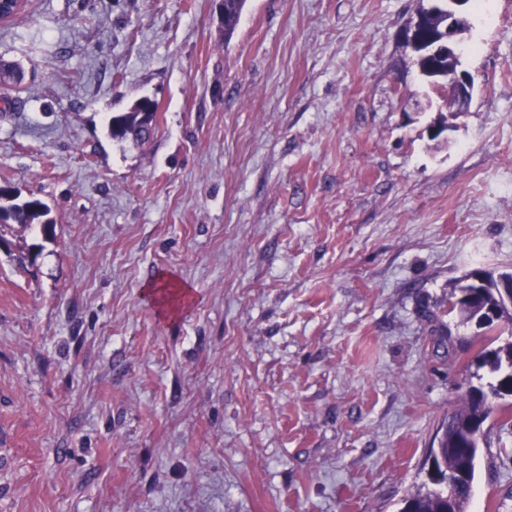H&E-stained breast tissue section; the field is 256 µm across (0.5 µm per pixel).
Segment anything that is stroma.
<instances>
[{
  "mask_svg": "<svg viewBox=\"0 0 512 512\" xmlns=\"http://www.w3.org/2000/svg\"><path fill=\"white\" fill-rule=\"evenodd\" d=\"M431 0H28L0 23V512H399L512 273V0L468 14L467 111L404 43ZM142 97L159 127L107 120ZM193 298L166 315L145 286ZM434 319H427L426 311ZM469 512H512L490 419ZM246 0L221 1L220 14L224 21V35L231 37L239 25ZM157 106L154 101L143 97L135 101L124 112L112 113L107 126L110 139L122 146L137 145L147 140L141 136L142 130L152 122L153 135L156 131ZM48 206L39 198H21L11 186H0V229L7 224H41L44 231L52 230L55 221L47 218ZM448 305L463 324H475L486 331L496 329L503 322L511 326L512 273L498 276L483 271L470 273L453 287ZM488 311L494 312L496 320L486 322Z\"/></svg>",
  "mask_w": 512,
  "mask_h": 512,
  "instance_id": "1",
  "label": "stroma"
}]
</instances>
